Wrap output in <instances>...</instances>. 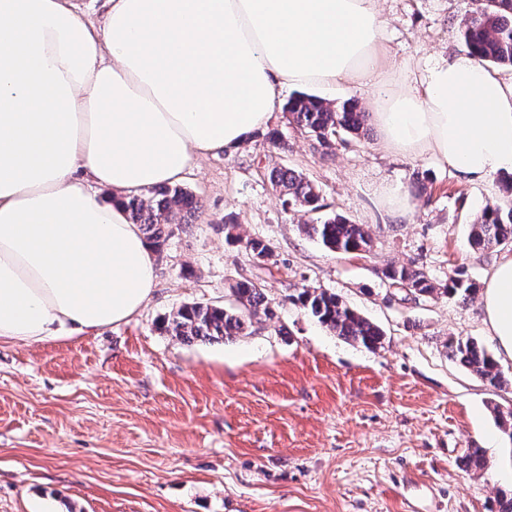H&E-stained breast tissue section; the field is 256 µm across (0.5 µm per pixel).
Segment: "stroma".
I'll return each mask as SVG.
<instances>
[{
  "label": "stroma",
  "mask_w": 512,
  "mask_h": 512,
  "mask_svg": "<svg viewBox=\"0 0 512 512\" xmlns=\"http://www.w3.org/2000/svg\"><path fill=\"white\" fill-rule=\"evenodd\" d=\"M477 7L380 0L391 81L461 50L460 23ZM270 126L287 150L259 132L186 173L201 208L156 255L139 314L95 334L0 345V512H497L499 490L512 488V437L494 409L512 406V361L495 390L448 355L451 336L496 352L480 296L408 299L381 270L483 284L502 250L471 246L469 226L486 204H512V173L471 180L429 155H389L373 123L329 153L286 112ZM275 165L310 179L325 214L365 225L371 252L343 256L307 235L309 214L271 187ZM388 183L407 191L408 219L379 205ZM230 213L237 242L225 238ZM246 237L269 240L276 265H258ZM242 279L277 303L276 324L228 343L160 334L182 305L229 304ZM303 286L379 325L382 346L348 343L285 302ZM469 448L483 450V467H464Z\"/></svg>",
  "instance_id": "obj_1"
}]
</instances>
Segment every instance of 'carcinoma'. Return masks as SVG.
Wrapping results in <instances>:
<instances>
[{"mask_svg": "<svg viewBox=\"0 0 512 512\" xmlns=\"http://www.w3.org/2000/svg\"><path fill=\"white\" fill-rule=\"evenodd\" d=\"M464 48L486 64L512 67V0H482V6L460 24ZM292 122L322 148L357 134L367 127V116L353 100L330 102L315 95L299 93L284 105ZM271 185L306 213L322 209L321 194L314 183L286 166H275L269 172ZM132 223L140 230L156 252L167 245L173 230L192 225L200 210L198 199L180 186L162 185L151 188L146 195L133 196L124 204ZM305 231L323 246L340 254H359L369 250L372 237L362 224H354L334 214L305 225ZM469 238L478 248L512 244V206L508 210L497 204L485 207L474 224ZM245 250L253 260L274 254L271 243L263 238H248ZM382 274L388 284L414 297H458L467 300L477 291L476 284L457 275L441 284L422 269L407 266H386ZM234 304L221 307L208 303H191L180 307L162 322L159 329L181 340L232 341L252 333L256 323H271L277 317L276 305L264 289L251 280H240L230 286ZM322 327L347 342L367 349L380 347L384 331L348 307L335 293L323 288L305 287L287 296ZM450 357L493 387L504 383L498 362L470 337L455 336L446 343Z\"/></svg>", "mask_w": 512, "mask_h": 512, "instance_id": "carcinoma-1", "label": "carcinoma"}]
</instances>
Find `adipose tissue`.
Returning <instances> with one entry per match:
<instances>
[{
  "label": "adipose tissue",
  "mask_w": 512,
  "mask_h": 512,
  "mask_svg": "<svg viewBox=\"0 0 512 512\" xmlns=\"http://www.w3.org/2000/svg\"><path fill=\"white\" fill-rule=\"evenodd\" d=\"M0 0V343L130 320L155 270L124 202L267 128L289 87H366L383 148L512 171V79L469 51L391 67L379 0ZM512 359V254L484 282Z\"/></svg>",
  "instance_id": "obj_1"
}]
</instances>
